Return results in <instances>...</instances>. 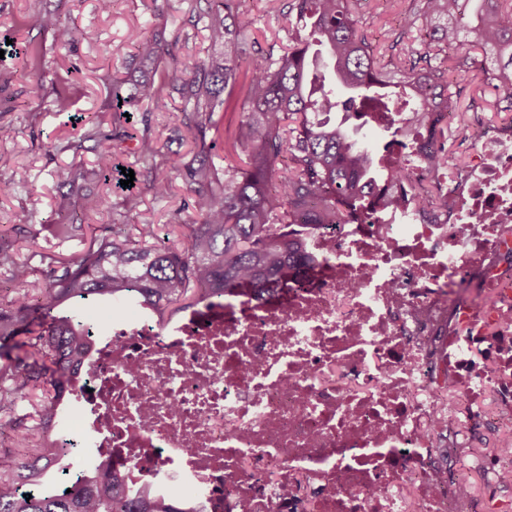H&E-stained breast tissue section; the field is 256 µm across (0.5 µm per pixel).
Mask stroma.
Segmentation results:
<instances>
[{
    "label": "stroma",
    "instance_id": "1",
    "mask_svg": "<svg viewBox=\"0 0 512 512\" xmlns=\"http://www.w3.org/2000/svg\"><path fill=\"white\" fill-rule=\"evenodd\" d=\"M282 5L283 0L244 2L256 20L255 36L262 46L286 43ZM407 6L408 0H369L366 7L369 32L377 44H396L406 55L423 47L419 32L406 28L402 20ZM34 10L52 11L63 22L93 29L97 39L91 44L59 46L51 33L29 30L26 18ZM188 17V0H162L158 5L153 0H115L108 12L101 9L98 0H0V37L40 50L33 68L21 57L0 59V69L13 73L8 83L0 85V185L11 182L18 168H25L28 174L27 184L16 186L7 198L0 199V243L10 245L20 260L29 262L34 287L44 285L50 263L82 253L92 236L111 224L113 214L124 212L127 200L136 204L135 223L151 225L159 242L177 236L180 225L193 217L192 194L183 181H176L170 197L154 196L151 172H143L132 140L118 144L117 159L140 170L141 175L131 189L113 188L107 216L92 218L80 207L82 198L95 191V184L80 180L61 187L54 178L59 167L87 168L95 160L89 148L68 149V142L77 140L81 132L74 119L86 112L103 111L113 78L130 83L143 71L144 65L128 40L131 31L157 38L184 65H194L206 57L210 50L207 32L203 26L191 25ZM39 77L44 80V89L35 99L29 87ZM449 79L459 94V110L448 130V148L463 164L473 147L469 130L477 125L511 123L512 112L498 111L494 88L471 70L455 69ZM60 95L70 102L67 111L55 109ZM183 107L180 93L173 89L163 109L148 112L140 106L133 114V129L148 130L158 142L160 152L151 162L152 171H163L171 154L193 153L194 136L179 120ZM50 141L59 144V151H45L44 145ZM64 196L71 202L67 217L77 223L67 236L57 232L58 203Z\"/></svg>",
    "mask_w": 512,
    "mask_h": 512
}]
</instances>
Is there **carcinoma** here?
Instances as JSON below:
<instances>
[{"label": "carcinoma", "instance_id": "obj_1", "mask_svg": "<svg viewBox=\"0 0 512 512\" xmlns=\"http://www.w3.org/2000/svg\"><path fill=\"white\" fill-rule=\"evenodd\" d=\"M284 18L288 45L280 52L257 46L255 20L242 0H193L190 22L205 23L207 39L224 46L192 68L176 59L165 62L158 79L143 81L134 92L116 80L108 110L88 117L79 149L93 142L94 165L78 174L64 166L58 185L80 175L89 182L114 180L112 142L136 140L141 161L152 158L158 143L143 130L136 138L121 119L135 101L164 107V89L173 87L184 101L181 122L199 142L191 159L175 153L167 170L154 175L152 189L165 198L181 179L193 194L195 219L176 241L155 242L149 224H132L120 215L108 234L94 237L75 258L52 267L46 284L31 294V268L0 246V267L11 274L14 297L0 303V349L18 336L31 349L0 367V434L19 436L0 443V512H176L165 499H147L134 490L114 493L117 478L108 466H95L59 486L50 474L68 457L64 445L45 433L61 415L59 401L73 387V360L84 337L99 326L93 310L132 297L162 318L195 305L206 290L234 296L245 288L280 284L288 268L306 259L288 238L290 224H342L365 217L367 187L379 179L404 177L358 137L364 127L397 139L405 129L392 112L417 117L434 105L428 90L450 100L448 48L469 40L463 64L491 84L503 110L512 111V0H410L407 28L426 31L433 51L406 58L392 42L383 53L367 34L365 14L350 0H287ZM31 29L51 30L62 46L92 42L94 31L64 24L42 11L28 15ZM130 44L138 55L162 58L163 47L140 32ZM246 65L242 116L227 136L228 152L240 151L242 166L219 174L206 133L214 114L232 96L241 65ZM344 111L359 124L348 128L333 116ZM440 148L432 156L434 180L457 168L448 151V128L436 132ZM32 495L26 499V495Z\"/></svg>", "mask_w": 512, "mask_h": 512}]
</instances>
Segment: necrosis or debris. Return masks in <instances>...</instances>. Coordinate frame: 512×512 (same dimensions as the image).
Here are the masks:
<instances>
[{
    "mask_svg": "<svg viewBox=\"0 0 512 512\" xmlns=\"http://www.w3.org/2000/svg\"><path fill=\"white\" fill-rule=\"evenodd\" d=\"M451 119L396 146L403 202L372 187L376 223L290 225L314 262L287 287L89 336L71 427L125 488L179 512H512V128L474 132L442 210L410 187Z\"/></svg>",
    "mask_w": 512,
    "mask_h": 512,
    "instance_id": "obj_1",
    "label": "necrosis or debris"
}]
</instances>
